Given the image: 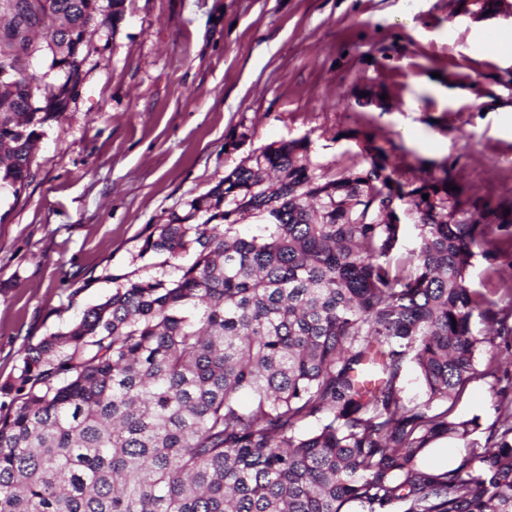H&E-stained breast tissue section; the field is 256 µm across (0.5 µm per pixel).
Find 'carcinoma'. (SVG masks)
<instances>
[{
  "label": "carcinoma",
  "mask_w": 512,
  "mask_h": 512,
  "mask_svg": "<svg viewBox=\"0 0 512 512\" xmlns=\"http://www.w3.org/2000/svg\"><path fill=\"white\" fill-rule=\"evenodd\" d=\"M13 2L0 187L17 196L66 107L40 111L32 58L80 71L89 26L108 16L99 0ZM306 152L273 143L157 225L141 255L192 254L175 278L126 276L28 346L0 385V512H512V401L458 465L421 462L435 440L480 428L448 399L494 375L477 356L512 336V273L497 300L469 280L506 221L446 176L402 184L372 140L367 166L334 175ZM403 209L417 229L407 251ZM410 367L421 400L404 395Z\"/></svg>",
  "instance_id": "1"
}]
</instances>
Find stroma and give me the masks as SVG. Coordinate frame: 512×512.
Here are the masks:
<instances>
[{
    "label": "stroma",
    "instance_id": "stroma-1",
    "mask_svg": "<svg viewBox=\"0 0 512 512\" xmlns=\"http://www.w3.org/2000/svg\"><path fill=\"white\" fill-rule=\"evenodd\" d=\"M87 35L81 81L44 128L20 196L0 188V384L117 276L170 279L146 236L259 149L304 140L312 164L382 146L402 182L448 172L512 211V0H124ZM454 412L496 420L512 337Z\"/></svg>",
    "mask_w": 512,
    "mask_h": 512
}]
</instances>
